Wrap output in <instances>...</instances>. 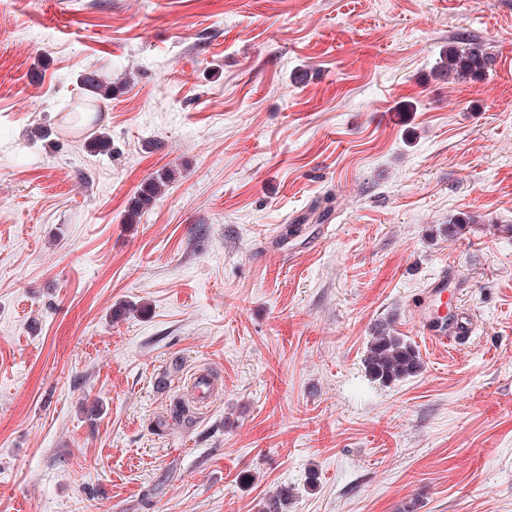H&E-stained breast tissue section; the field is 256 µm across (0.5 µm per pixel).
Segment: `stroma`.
Wrapping results in <instances>:
<instances>
[{"instance_id": "1", "label": "stroma", "mask_w": 512, "mask_h": 512, "mask_svg": "<svg viewBox=\"0 0 512 512\" xmlns=\"http://www.w3.org/2000/svg\"><path fill=\"white\" fill-rule=\"evenodd\" d=\"M472 42L484 74L435 77ZM444 263L464 345L412 305ZM382 326L420 373L371 379ZM283 485L287 512H512V0H0V512ZM80 83L83 89L98 98H112L114 88L109 78L98 73V71H89L80 75ZM173 177L174 174L172 171L166 170L141 187L129 208L127 223L133 224L137 216L144 209L152 206L157 197L164 191V187H166L168 183H171Z\"/></svg>"}]
</instances>
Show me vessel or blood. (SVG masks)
<instances>
[{"mask_svg":"<svg viewBox=\"0 0 512 512\" xmlns=\"http://www.w3.org/2000/svg\"><path fill=\"white\" fill-rule=\"evenodd\" d=\"M460 274L455 267L441 266L429 282L424 295L417 304L421 310L419 327L424 336L439 342L460 341L472 333V316L458 311L452 318H445L448 301V284L458 280Z\"/></svg>","mask_w":512,"mask_h":512,"instance_id":"b4317fda","label":"vessel or blood"}]
</instances>
